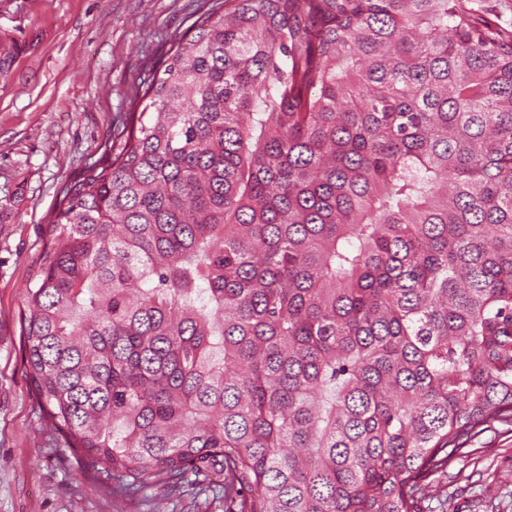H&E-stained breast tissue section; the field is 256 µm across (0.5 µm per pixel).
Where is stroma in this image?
Returning <instances> with one entry per match:
<instances>
[{
	"mask_svg": "<svg viewBox=\"0 0 512 512\" xmlns=\"http://www.w3.org/2000/svg\"><path fill=\"white\" fill-rule=\"evenodd\" d=\"M209 0H0V512H224L189 478L122 491L83 469L43 417L22 342L25 287L61 186L101 160L153 60L191 35ZM421 512H512V427L473 435Z\"/></svg>",
	"mask_w": 512,
	"mask_h": 512,
	"instance_id": "35a3bbf8",
	"label": "stroma"
}]
</instances>
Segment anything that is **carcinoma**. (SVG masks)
<instances>
[{
	"label": "carcinoma",
	"mask_w": 512,
	"mask_h": 512,
	"mask_svg": "<svg viewBox=\"0 0 512 512\" xmlns=\"http://www.w3.org/2000/svg\"><path fill=\"white\" fill-rule=\"evenodd\" d=\"M25 290L31 392L121 488L419 512L512 425V23L484 0H209Z\"/></svg>",
	"instance_id": "cac0c4a2"
}]
</instances>
